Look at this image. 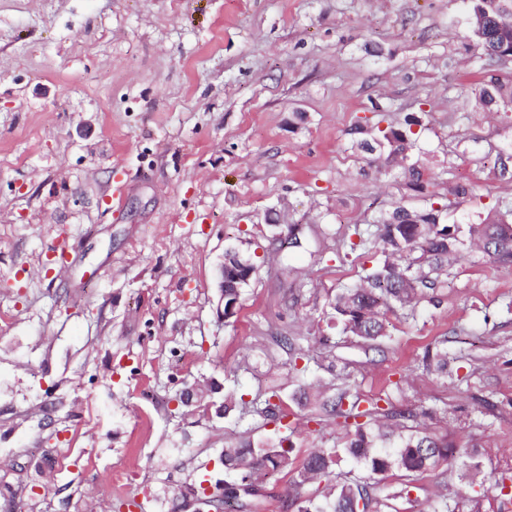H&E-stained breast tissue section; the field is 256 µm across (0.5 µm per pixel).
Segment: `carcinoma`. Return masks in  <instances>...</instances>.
I'll return each mask as SVG.
<instances>
[{
	"instance_id": "cac0c4a2",
	"label": "carcinoma",
	"mask_w": 512,
	"mask_h": 512,
	"mask_svg": "<svg viewBox=\"0 0 512 512\" xmlns=\"http://www.w3.org/2000/svg\"><path fill=\"white\" fill-rule=\"evenodd\" d=\"M485 23L472 29L480 56L488 60H504V51L512 47V30L498 26L499 14L511 11L512 0H483ZM478 102L483 107L512 110V79L492 77L479 90ZM415 119L387 127L375 144L364 143L370 151L379 146L391 158L407 159L414 146L412 125ZM411 188L420 193L425 207L417 213L398 206L387 219L377 225L374 233L364 234L355 229L364 246L376 238L383 243L387 258L371 269L361 282L343 288L336 294L333 309L343 331L365 341H375L385 335L387 314L393 309L416 306L427 292L441 287L439 275L447 271L448 256L469 242L500 266L512 267V201H496L485 219L471 224L466 230L443 223L442 197L434 183L423 179L420 169L407 168ZM361 400L347 389H338L326 396L319 410L326 415L344 417L349 427V440L344 451L363 462L367 477L363 480L341 477L336 472L337 454L326 449L311 452L303 461L295 483L293 500L301 499L299 487L311 479L325 483V502L317 504L311 498L303 501L299 512H378L380 505L377 485L394 469L411 475L423 473L454 457L448 436L418 431L400 437L394 448L377 446L381 434L374 432L381 420L398 428L403 421L416 415L409 411L384 410L376 402L360 409ZM291 449L271 445L256 447L247 442L224 449V468L237 473L240 479L224 484V497L239 499L254 494L250 476L260 470H277L288 466Z\"/></svg>"
}]
</instances>
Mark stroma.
Masks as SVG:
<instances>
[{"label":"stroma","mask_w":512,"mask_h":512,"mask_svg":"<svg viewBox=\"0 0 512 512\" xmlns=\"http://www.w3.org/2000/svg\"><path fill=\"white\" fill-rule=\"evenodd\" d=\"M468 0H0V512H118L86 456L130 473L144 512H210L224 450L288 437V468L246 505L298 512L303 460L340 448L318 387L416 427H446L450 464L380 484L381 512H440L463 491L501 512L512 478V267L465 248L414 314L366 342L338 289L383 263L355 226L419 209L403 164L358 149L414 125L445 220L512 200L499 174L512 112L474 90ZM474 185L458 199L448 182ZM256 272L225 318V253ZM447 351L446 372L426 355ZM273 397L285 422L251 411ZM481 467L467 485V465ZM409 497H400L402 487Z\"/></svg>","instance_id":"obj_1"}]
</instances>
